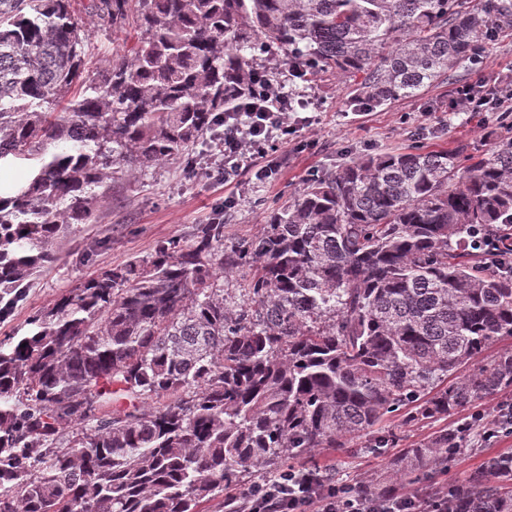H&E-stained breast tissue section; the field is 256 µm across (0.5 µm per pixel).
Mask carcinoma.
<instances>
[{
  "label": "carcinoma",
  "instance_id": "carcinoma-1",
  "mask_svg": "<svg viewBox=\"0 0 512 512\" xmlns=\"http://www.w3.org/2000/svg\"><path fill=\"white\" fill-rule=\"evenodd\" d=\"M129 0H0V160H36L0 195V317L94 218L104 179L185 156L248 85L249 54L357 82L379 106L444 83L512 30V0H140L130 56L87 71L94 23ZM512 133L485 154L407 148L327 169L230 247L199 224L81 282L0 340V512L242 508L253 473L512 391ZM239 279L229 308L224 278ZM462 449L442 428L366 485L392 493ZM455 512H512V455L457 483Z\"/></svg>",
  "mask_w": 512,
  "mask_h": 512
}]
</instances>
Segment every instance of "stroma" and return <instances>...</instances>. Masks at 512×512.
Listing matches in <instances>:
<instances>
[{"mask_svg": "<svg viewBox=\"0 0 512 512\" xmlns=\"http://www.w3.org/2000/svg\"><path fill=\"white\" fill-rule=\"evenodd\" d=\"M136 43L134 21L116 32L92 29L89 64L98 67L109 54H126ZM512 68V31L504 33L482 53L480 67L457 69L452 80L436 84L421 95L387 105L353 109L355 89L348 81L326 76L318 82L289 80L287 69L278 78L294 93L308 99L310 121L288 142L267 145L264 163L272 175L255 180L252 172L238 173L225 184L224 158L212 138H204L185 159L174 160L145 174H125L111 184L92 223L79 225L65 243L58 261L31 283L25 299L8 319L0 321V339L24 334L29 318L53 306L78 283L99 271L153 252L172 236L190 237L195 225L222 222L224 241L231 244L259 233L268 213L299 193L311 175L340 165L349 158L385 153L414 144L489 152L497 132L512 128V112L464 114L451 107L455 88L472 82L477 73L493 77ZM389 426L399 437L398 448L381 454L346 448H320L309 466L331 474L334 483L353 486L386 475L399 448L427 439L438 422L412 425L393 413ZM466 451L448 468L418 472L406 492L426 493L432 486L454 484L489 457L512 453V439L479 443L466 437Z\"/></svg>", "mask_w": 512, "mask_h": 512, "instance_id": "1", "label": "stroma"}]
</instances>
